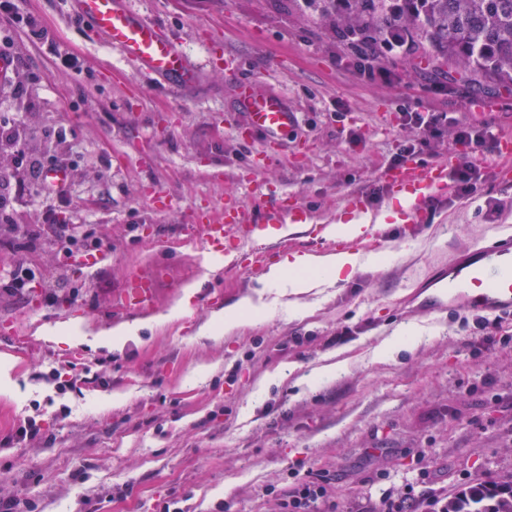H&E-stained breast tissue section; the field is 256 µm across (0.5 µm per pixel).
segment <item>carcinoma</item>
<instances>
[{"instance_id":"cac0c4a2","label":"carcinoma","mask_w":512,"mask_h":512,"mask_svg":"<svg viewBox=\"0 0 512 512\" xmlns=\"http://www.w3.org/2000/svg\"><path fill=\"white\" fill-rule=\"evenodd\" d=\"M339 14L336 0H305L319 12L326 33L359 52L381 47L398 33L424 42L428 56L448 60L457 74L480 73L512 84V0H349ZM497 507L472 498L448 512H512V491Z\"/></svg>"}]
</instances>
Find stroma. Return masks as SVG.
<instances>
[{"instance_id": "obj_1", "label": "stroma", "mask_w": 512, "mask_h": 512, "mask_svg": "<svg viewBox=\"0 0 512 512\" xmlns=\"http://www.w3.org/2000/svg\"><path fill=\"white\" fill-rule=\"evenodd\" d=\"M127 5L168 27L200 74L195 86L170 95L124 63L73 24L77 0H25L47 30L41 40L0 20V39L27 55L37 100L29 123L65 129L75 146L62 216L80 227L71 245L50 228L31 242L0 233V274L20 265L35 275L19 292L0 289V322L44 335L39 315L65 312L85 332L112 328L105 315L136 272L159 277L156 318L188 286L197 291L183 316L143 328L121 351L24 342L16 386L0 394V497L17 499V512H160L171 499L182 512H280L288 486L318 473L335 512H369L390 491L453 493L511 476L512 343L477 342L465 300L434 312L420 300L463 249L512 229V158L452 141L436 157L421 151L424 164L480 167L478 195L435 193L418 221L373 234L390 263L304 295L301 316L273 301L266 316L216 339L197 335L214 313L208 297L225 307L255 295L262 273L226 266L185 231L210 204L248 211L266 191L298 198L315 225L349 218L353 194L379 211L394 196L383 173L405 134L403 110L432 107L500 138L512 132V86L476 75L466 89L449 80L447 63L426 67L417 49L382 51L389 79L364 83L356 50L329 38L303 0ZM66 52L79 56L80 72L59 66ZM228 58L300 113L285 151L261 163V133L241 138L246 115L224 76ZM94 247L104 264L80 271L72 253ZM408 324L419 342L377 357ZM333 353L339 373L311 379ZM87 367L93 380L57 390L54 372ZM30 417L42 440L16 443Z\"/></svg>"}]
</instances>
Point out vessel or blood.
<instances>
[{
  "label": "vessel or blood",
  "mask_w": 512,
  "mask_h": 512,
  "mask_svg": "<svg viewBox=\"0 0 512 512\" xmlns=\"http://www.w3.org/2000/svg\"><path fill=\"white\" fill-rule=\"evenodd\" d=\"M72 22L87 25L102 36L122 60L143 66L162 80L170 92H180L196 82V72L187 53L165 27L132 12L124 0H78V11ZM232 84L241 110L248 115L249 128L263 133L266 145L282 144L299 123L297 110L289 107L284 96L258 93L253 81L236 77ZM384 177L395 192L413 197L416 206L434 192L449 187L448 167L444 164L424 165L411 161L385 172ZM416 206L401 212L403 223L416 221ZM257 210V216L249 218L239 209L211 207L200 225L204 245L223 250L225 239L233 231L248 237L265 231L271 243L281 244L285 241L280 233L284 225L310 221L308 209L292 197L270 206L258 205ZM157 286L154 274L132 276L121 297L122 315L130 317L152 311ZM435 288L430 298L435 308L446 300L462 296L485 312L512 311V236L473 247L465 257L451 260Z\"/></svg>",
  "instance_id": "1"
}]
</instances>
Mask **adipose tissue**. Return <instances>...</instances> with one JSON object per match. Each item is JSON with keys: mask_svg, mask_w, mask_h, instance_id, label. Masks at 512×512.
Segmentation results:
<instances>
[{"mask_svg": "<svg viewBox=\"0 0 512 512\" xmlns=\"http://www.w3.org/2000/svg\"><path fill=\"white\" fill-rule=\"evenodd\" d=\"M391 258L390 253L362 254L349 249L326 254L293 252L270 264L260 279L264 294H276L289 298V315L300 312L296 296L315 288H341L349 283L357 272L375 267ZM267 304L262 298L246 296L237 303L225 307L222 313L202 330L203 335L218 336L231 333L245 320L265 316Z\"/></svg>", "mask_w": 512, "mask_h": 512, "instance_id": "1", "label": "adipose tissue"}]
</instances>
